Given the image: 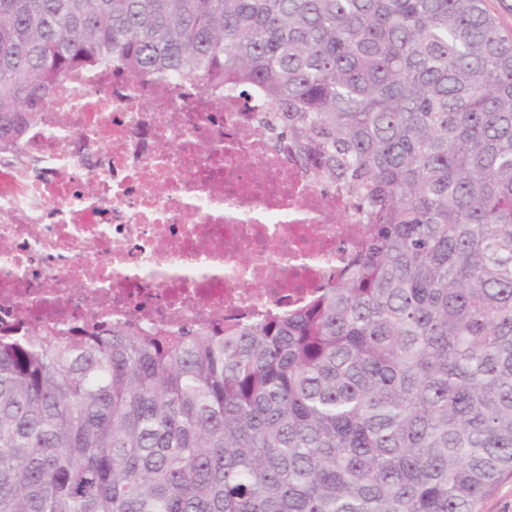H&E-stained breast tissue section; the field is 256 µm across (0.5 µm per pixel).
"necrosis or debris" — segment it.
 Returning a JSON list of instances; mask_svg holds the SVG:
<instances>
[{"label": "necrosis or debris", "instance_id": "necrosis-or-debris-1", "mask_svg": "<svg viewBox=\"0 0 512 512\" xmlns=\"http://www.w3.org/2000/svg\"><path fill=\"white\" fill-rule=\"evenodd\" d=\"M264 104L186 81L65 79L0 154V327L172 330L295 307L367 226L260 133Z\"/></svg>", "mask_w": 512, "mask_h": 512}]
</instances>
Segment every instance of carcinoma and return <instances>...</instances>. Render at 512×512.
<instances>
[{"mask_svg":"<svg viewBox=\"0 0 512 512\" xmlns=\"http://www.w3.org/2000/svg\"><path fill=\"white\" fill-rule=\"evenodd\" d=\"M269 103L370 224L223 332L0 334V512H478L512 469V30L484 0H0V153L75 68Z\"/></svg>","mask_w":512,"mask_h":512,"instance_id":"1","label":"carcinoma"}]
</instances>
